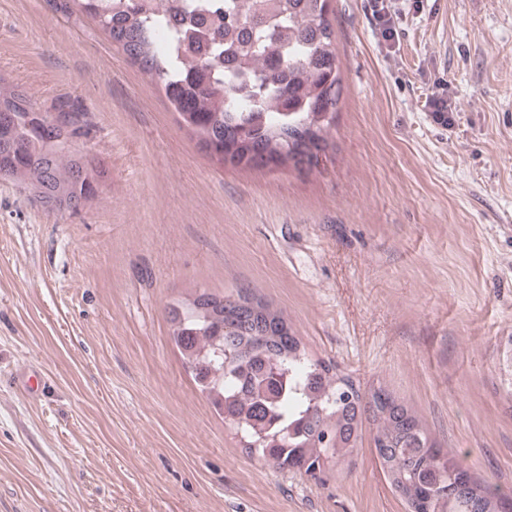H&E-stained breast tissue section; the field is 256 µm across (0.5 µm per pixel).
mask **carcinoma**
Instances as JSON below:
<instances>
[{
    "instance_id": "1",
    "label": "carcinoma",
    "mask_w": 512,
    "mask_h": 512,
    "mask_svg": "<svg viewBox=\"0 0 512 512\" xmlns=\"http://www.w3.org/2000/svg\"><path fill=\"white\" fill-rule=\"evenodd\" d=\"M164 91L179 122L222 167L270 171L280 163L312 171L331 147L342 94L333 0H72ZM198 16L205 41L181 54L180 13ZM167 26L174 50L151 34ZM12 102L0 120V171L75 201L98 191L99 166L68 142L87 135L49 125L28 96L1 86ZM173 340L200 391L224 415L242 447L276 469L312 477L361 444L371 426L380 468L413 512H493L485 495L512 496L479 480L385 388L361 391L347 375L307 357L282 313L248 291H206L168 308Z\"/></svg>"
}]
</instances>
